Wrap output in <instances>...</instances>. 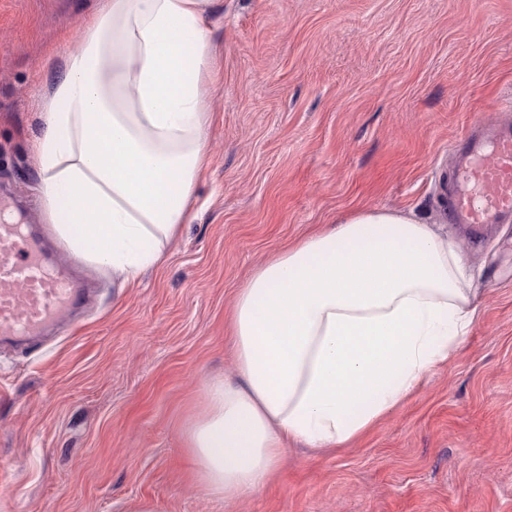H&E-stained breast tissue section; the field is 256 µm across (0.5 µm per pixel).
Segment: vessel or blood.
<instances>
[{
  "label": "vessel or blood",
  "mask_w": 512,
  "mask_h": 512,
  "mask_svg": "<svg viewBox=\"0 0 512 512\" xmlns=\"http://www.w3.org/2000/svg\"><path fill=\"white\" fill-rule=\"evenodd\" d=\"M448 175L449 223L499 224L512 218V126L471 128L456 143ZM83 288L43 251L26 224L0 219V343L38 336L66 320Z\"/></svg>",
  "instance_id": "b4317fda"
}]
</instances>
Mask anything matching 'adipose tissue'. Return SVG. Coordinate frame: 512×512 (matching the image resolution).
Listing matches in <instances>:
<instances>
[{
  "instance_id": "adipose-tissue-1",
  "label": "adipose tissue",
  "mask_w": 512,
  "mask_h": 512,
  "mask_svg": "<svg viewBox=\"0 0 512 512\" xmlns=\"http://www.w3.org/2000/svg\"><path fill=\"white\" fill-rule=\"evenodd\" d=\"M211 0H99L55 69L33 142L47 223L80 261L157 266L209 164ZM477 316L438 223L360 208L270 255L224 318L236 381L205 387L186 429L195 478L244 499L290 442L344 448L377 425Z\"/></svg>"
}]
</instances>
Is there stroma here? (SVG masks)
Masks as SVG:
<instances>
[{"instance_id":"1","label":"stroma","mask_w":512,"mask_h":512,"mask_svg":"<svg viewBox=\"0 0 512 512\" xmlns=\"http://www.w3.org/2000/svg\"><path fill=\"white\" fill-rule=\"evenodd\" d=\"M97 0H0V195L43 221L36 114ZM210 163L162 263L85 265L79 325L0 350V512H512V222L448 225L478 309L448 365L351 447L289 445L245 499L183 430L234 378L224 311L276 250L359 208L440 214L457 138L512 124V0H214Z\"/></svg>"}]
</instances>
